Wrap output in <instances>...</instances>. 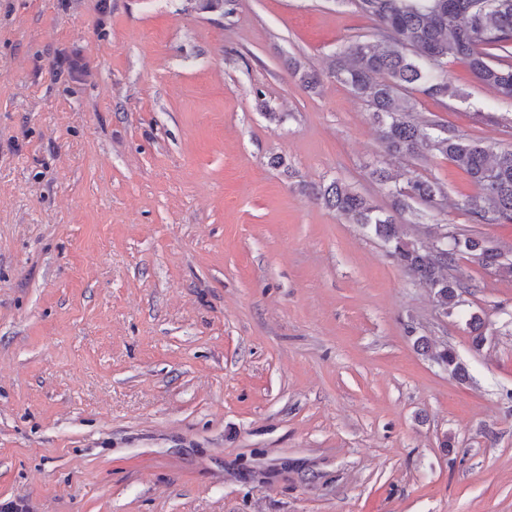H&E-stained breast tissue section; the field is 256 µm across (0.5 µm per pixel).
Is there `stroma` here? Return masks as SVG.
Here are the masks:
<instances>
[{
  "label": "stroma",
  "instance_id": "stroma-1",
  "mask_svg": "<svg viewBox=\"0 0 512 512\" xmlns=\"http://www.w3.org/2000/svg\"><path fill=\"white\" fill-rule=\"evenodd\" d=\"M372 33L353 0H0L1 506L512 512V278L460 258L474 349L301 191L338 177L386 208L372 170L412 172L447 197L406 216L411 238L446 227L512 259V224L458 209L466 173L386 154L332 77ZM448 73L459 96L416 93L415 117L512 145V101ZM415 344L417 348H420L427 354L434 363L448 371L454 378L459 380H465L467 378L468 372L452 348L432 349L424 337L417 338Z\"/></svg>",
  "mask_w": 512,
  "mask_h": 512
}]
</instances>
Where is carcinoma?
<instances>
[{"label":"carcinoma","mask_w":512,"mask_h":512,"mask_svg":"<svg viewBox=\"0 0 512 512\" xmlns=\"http://www.w3.org/2000/svg\"><path fill=\"white\" fill-rule=\"evenodd\" d=\"M356 5L374 22L375 39L345 43L334 77L368 103L385 152L418 158L428 149L447 158L477 189L461 206L470 222L512 224V146L493 149L439 122L420 123L412 116L411 97L416 87L438 100L455 96L448 83L452 59L465 63L472 78L498 97L512 100V0H356ZM288 70L303 89L319 86L317 75L300 61L288 60ZM373 177L393 197L395 213L377 209L338 178L304 190L347 223L360 224L381 239L390 256L431 292L447 315L465 303L457 276L459 255L468 254L497 275L512 277V261L502 259L478 236L454 233L448 250L432 255L404 233L398 215L414 213L415 203L436 207L444 196L440 186L417 175L401 185L385 168L374 170ZM466 325L474 347H482L481 317L470 315ZM415 344L454 378H467L452 348L434 349L424 337Z\"/></svg>","instance_id":"cac0c4a2"}]
</instances>
